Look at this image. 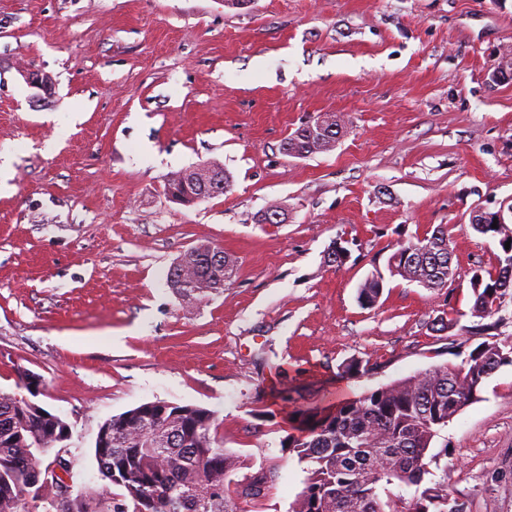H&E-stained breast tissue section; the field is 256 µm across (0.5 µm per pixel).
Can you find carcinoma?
Segmentation results:
<instances>
[{
    "instance_id": "1",
    "label": "carcinoma",
    "mask_w": 512,
    "mask_h": 512,
    "mask_svg": "<svg viewBox=\"0 0 512 512\" xmlns=\"http://www.w3.org/2000/svg\"><path fill=\"white\" fill-rule=\"evenodd\" d=\"M472 230L500 249L495 270L474 271L471 315L493 317L503 296L512 298V225L473 224ZM223 249L200 245L170 268L168 283L183 296L200 299L224 288ZM390 276L439 290L455 268L448 226L440 224L403 245L388 259ZM376 270L359 286L358 299L381 293ZM512 365V341L479 344L460 366L435 365L389 385L336 403L286 412L293 432L284 446L308 464L305 486L291 512H463L448 503L439 482L427 480L432 442L448 422L481 398L487 379ZM29 371L18 369L13 392L0 390V512H53L54 487L39 483L45 458L55 448L62 424L49 411L27 403ZM145 402L107 419L104 445L94 455L101 477L121 493L100 497L92 490L71 496L67 512H237L235 497H257L267 476L236 484L228 493L238 457L217 437L215 414L194 405ZM415 488L408 500L401 493Z\"/></svg>"
}]
</instances>
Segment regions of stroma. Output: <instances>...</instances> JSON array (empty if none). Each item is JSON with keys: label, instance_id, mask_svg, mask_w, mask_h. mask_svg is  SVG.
I'll use <instances>...</instances> for the list:
<instances>
[{"label": "stroma", "instance_id": "stroma-1", "mask_svg": "<svg viewBox=\"0 0 512 512\" xmlns=\"http://www.w3.org/2000/svg\"><path fill=\"white\" fill-rule=\"evenodd\" d=\"M506 53L512 0H0V389L42 379L74 488L103 484L100 426L160 400L214 412L236 479L267 474L240 512H291L308 472L280 391L317 404L467 359L472 272L499 253L470 216L512 198V79H488ZM319 116L341 123L335 148L284 154ZM203 161L230 190L171 200L167 176ZM274 201L286 223H256ZM439 224L447 288L386 275L361 305L365 278ZM201 244L231 267L195 300L167 274ZM441 316L458 326L433 330ZM354 359L365 375L343 374ZM433 445L449 499L512 512L511 365Z\"/></svg>", "mask_w": 512, "mask_h": 512}]
</instances>
